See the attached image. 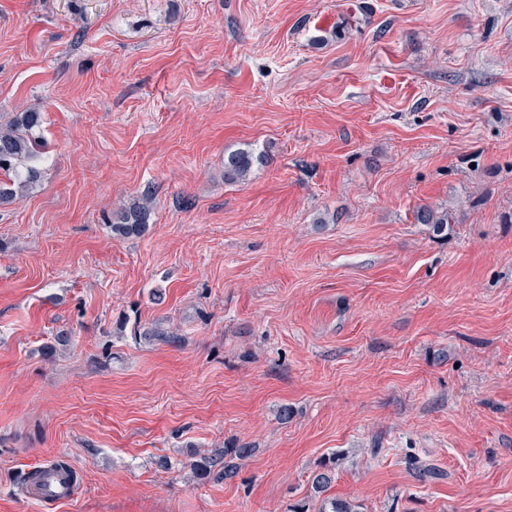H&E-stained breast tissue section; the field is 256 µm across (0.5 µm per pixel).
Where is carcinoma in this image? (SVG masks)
<instances>
[{"label": "carcinoma", "instance_id": "1", "mask_svg": "<svg viewBox=\"0 0 512 512\" xmlns=\"http://www.w3.org/2000/svg\"><path fill=\"white\" fill-rule=\"evenodd\" d=\"M42 115L39 112H18L6 123H0V205L10 204L24 191L36 185L42 177L41 163L46 143L39 134ZM268 163L265 150L238 149L224 156V182L233 184L247 179L252 171ZM154 196L145 189L133 202L116 212L112 235L132 239L148 229ZM415 221L427 224L433 232H448L451 217L448 211L424 205L415 212ZM253 449L216 448L188 464L189 469L206 478L224 481L236 476L239 462L247 459Z\"/></svg>", "mask_w": 512, "mask_h": 512}]
</instances>
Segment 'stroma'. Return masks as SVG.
I'll return each mask as SVG.
<instances>
[{
    "label": "stroma",
    "mask_w": 512,
    "mask_h": 512,
    "mask_svg": "<svg viewBox=\"0 0 512 512\" xmlns=\"http://www.w3.org/2000/svg\"><path fill=\"white\" fill-rule=\"evenodd\" d=\"M25 110L0 512H512V0H0V121ZM241 446L232 479L187 466ZM58 457L76 500L22 492ZM268 163L266 150L238 149L224 156V182L233 184L247 179L255 168ZM153 206L154 196L147 188L137 199L116 212L117 221L111 224L112 235L124 239L141 237L148 229ZM414 218L419 224L429 225L436 235H448L451 217L447 210L424 205L416 210Z\"/></svg>",
    "instance_id": "35a3bbf8"
}]
</instances>
